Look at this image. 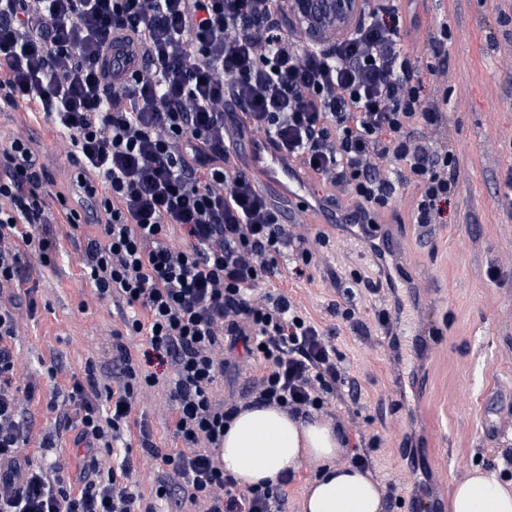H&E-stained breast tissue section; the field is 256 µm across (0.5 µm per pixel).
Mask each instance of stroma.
<instances>
[{
  "instance_id": "35a3bbf8",
  "label": "stroma",
  "mask_w": 512,
  "mask_h": 512,
  "mask_svg": "<svg viewBox=\"0 0 512 512\" xmlns=\"http://www.w3.org/2000/svg\"><path fill=\"white\" fill-rule=\"evenodd\" d=\"M417 25L405 38L410 56L431 59L428 40L448 23V68L426 97H448V145L458 168L442 224L424 229L412 221L413 186H406L377 219L379 231L401 245L391 294L384 275L370 265L358 238L330 224L293 215L307 244L326 236L310 277L280 281L298 307L335 327L342 365L358 387V400L330 399L325 418L339 423L346 448L371 449L372 477L389 486L384 512H412L427 497L448 512L453 484L478 470L512 484V200L500 181L512 169V0H416ZM27 129L30 146L51 193L71 189L76 170L55 133L25 103L0 98V144ZM54 267L40 270L34 319L25 321L17 348L31 370L60 361L56 380L42 379L29 405L38 428L54 431L48 403L62 396L71 377L112 353L120 314L98 301L80 275L79 260L93 224H60ZM498 278H491L490 269ZM416 294L411 321L417 335L403 334L393 319L395 298ZM351 309L352 320L337 315ZM400 336L395 359L390 333Z\"/></svg>"
}]
</instances>
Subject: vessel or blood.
<instances>
[{"label":"vessel or blood","mask_w":512,"mask_h":512,"mask_svg":"<svg viewBox=\"0 0 512 512\" xmlns=\"http://www.w3.org/2000/svg\"><path fill=\"white\" fill-rule=\"evenodd\" d=\"M245 168L260 191L278 192L294 209L312 212L314 223H323L324 217L311 202L306 185L295 179L292 163L267 140L251 143Z\"/></svg>","instance_id":"obj_1"}]
</instances>
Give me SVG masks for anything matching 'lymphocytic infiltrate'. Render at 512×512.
I'll return each instance as SVG.
<instances>
[{"label": "lymphocytic infiltrate", "mask_w": 512, "mask_h": 512, "mask_svg": "<svg viewBox=\"0 0 512 512\" xmlns=\"http://www.w3.org/2000/svg\"><path fill=\"white\" fill-rule=\"evenodd\" d=\"M288 6L0 0V91L41 112L79 164L94 209L64 214L72 227L98 226L82 272L97 300L123 310L111 384L87 371L56 407L59 430H77L91 458L92 478L77 491L65 460L46 470L21 455L33 441L54 445L26 414L36 379L21 388L14 378L21 323L38 309L33 266H51L59 235L44 173L18 133L0 148V512H284L293 472L238 487L219 458L224 427L243 406L310 418L348 377L335 329L274 287L304 276L317 254L245 172L248 138L272 139L331 187L325 202L346 231L374 224L407 184L414 223H441L456 182L448 100L423 95L446 69L444 40L431 39L432 62L411 59L405 11L369 0L350 35L303 48L280 28ZM115 33L135 49L124 80L108 67ZM344 197L353 208H340ZM153 359L174 371L164 408L181 447L167 453L132 418L159 382L143 366ZM247 359L259 375H244ZM230 371L245 378L234 400L219 392ZM118 442L123 459L107 462ZM137 452L153 462L148 475L133 465Z\"/></svg>", "instance_id": "lymphocytic-infiltrate-1"}]
</instances>
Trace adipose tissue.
I'll return each instance as SVG.
<instances>
[{
  "mask_svg": "<svg viewBox=\"0 0 512 512\" xmlns=\"http://www.w3.org/2000/svg\"><path fill=\"white\" fill-rule=\"evenodd\" d=\"M343 452L331 422L259 406L242 409L232 420L221 450L225 471L246 485L319 462L322 472L305 491L303 512H383L377 483L341 462ZM449 512H512V487L483 474L467 476L452 487Z\"/></svg>",
  "mask_w": 512,
  "mask_h": 512,
  "instance_id": "1",
  "label": "adipose tissue"
}]
</instances>
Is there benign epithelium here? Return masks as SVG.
I'll use <instances>...</instances> for the list:
<instances>
[{
    "mask_svg": "<svg viewBox=\"0 0 512 512\" xmlns=\"http://www.w3.org/2000/svg\"><path fill=\"white\" fill-rule=\"evenodd\" d=\"M364 8L363 0H292L287 23L306 45L324 49L355 29Z\"/></svg>",
    "mask_w": 512,
    "mask_h": 512,
    "instance_id": "obj_1",
    "label": "benign epithelium"
}]
</instances>
